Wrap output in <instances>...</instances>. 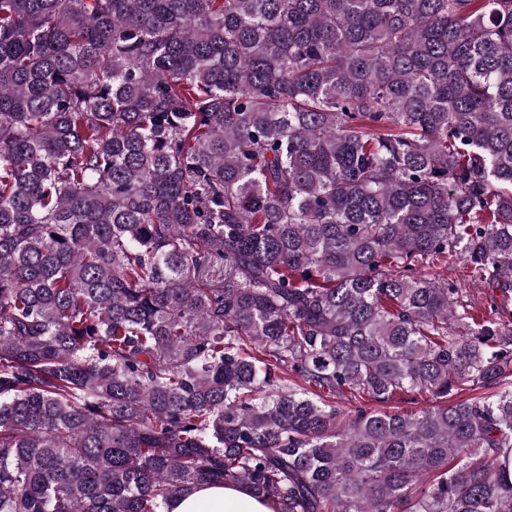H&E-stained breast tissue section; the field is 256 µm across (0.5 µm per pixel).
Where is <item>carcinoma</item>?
<instances>
[{
	"instance_id": "1",
	"label": "carcinoma",
	"mask_w": 512,
	"mask_h": 512,
	"mask_svg": "<svg viewBox=\"0 0 512 512\" xmlns=\"http://www.w3.org/2000/svg\"><path fill=\"white\" fill-rule=\"evenodd\" d=\"M511 300L512 0H0V512H512ZM453 277L455 279L459 277L462 288H465L473 298L474 307L483 309L487 303L488 294L491 293V288H485L463 263L457 266L456 275H453ZM273 512L268 502L254 498L248 491L232 485H204L177 496L170 512Z\"/></svg>"
}]
</instances>
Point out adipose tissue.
I'll list each match as a JSON object with an SVG mask.
<instances>
[{
	"label": "adipose tissue",
	"instance_id": "adipose-tissue-1",
	"mask_svg": "<svg viewBox=\"0 0 512 512\" xmlns=\"http://www.w3.org/2000/svg\"><path fill=\"white\" fill-rule=\"evenodd\" d=\"M170 512H272L268 503L232 485H204L177 496Z\"/></svg>",
	"mask_w": 512,
	"mask_h": 512
}]
</instances>
